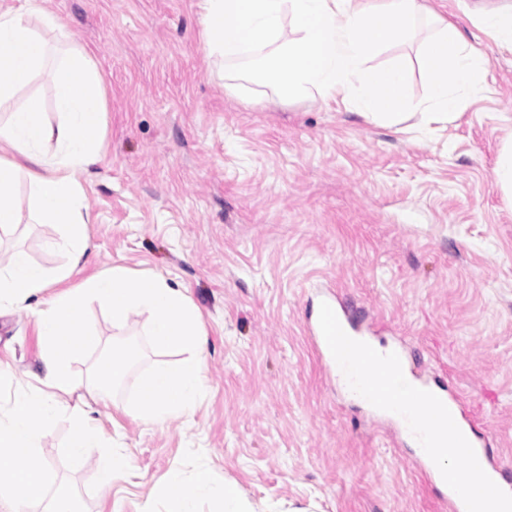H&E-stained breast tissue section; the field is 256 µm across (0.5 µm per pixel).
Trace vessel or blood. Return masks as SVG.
Masks as SVG:
<instances>
[{
	"mask_svg": "<svg viewBox=\"0 0 512 512\" xmlns=\"http://www.w3.org/2000/svg\"><path fill=\"white\" fill-rule=\"evenodd\" d=\"M404 377L415 387L435 392L436 396L450 411L458 428L472 445L483 470L491 479H499L502 466L490 452L487 435L477 430L476 423L459 394L448 392L447 388L443 386L439 388L432 387L429 380L424 379L420 373L412 369L405 372Z\"/></svg>",
	"mask_w": 512,
	"mask_h": 512,
	"instance_id": "vessel-or-blood-1",
	"label": "vessel or blood"
}]
</instances>
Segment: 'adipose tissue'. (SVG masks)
Returning <instances> with one entry per match:
<instances>
[{"instance_id": "ef3b65f1", "label": "adipose tissue", "mask_w": 512, "mask_h": 512, "mask_svg": "<svg viewBox=\"0 0 512 512\" xmlns=\"http://www.w3.org/2000/svg\"><path fill=\"white\" fill-rule=\"evenodd\" d=\"M51 34L60 36L62 45L50 44ZM42 73L54 91L59 114L54 123L45 118L39 96L13 103L18 90ZM7 103L12 109L0 119V232L17 228L16 184L26 178L34 222L57 229L44 247L64 254L68 263L49 271L17 248L0 267V311L21 305L29 310L44 369L40 387L16 394L0 415V512H23L29 499L46 491L51 494L48 512H81L75 496L58 484L39 442L67 420L70 456L80 459L86 449H100L101 481L111 484L128 459L106 447V434L92 413L113 401L134 361L133 354L116 347L99 357L85 381L75 380L74 363L98 345L85 321L88 306L99 304L118 331L131 316H146L153 349L177 353V360L157 363L141 375L134 399L125 406L126 413L157 428L198 410L205 389L206 333L185 291L162 276L115 266L71 283L92 246L93 218L82 179L101 159L104 85L95 58L62 18L37 0L0 10V106ZM202 498L211 500L217 512H251L238 485L216 480L206 467L189 479L171 471L142 512H197Z\"/></svg>"}]
</instances>
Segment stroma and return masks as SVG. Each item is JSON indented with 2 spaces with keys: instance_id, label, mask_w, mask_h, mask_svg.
<instances>
[{
  "instance_id": "stroma-1",
  "label": "stroma",
  "mask_w": 512,
  "mask_h": 512,
  "mask_svg": "<svg viewBox=\"0 0 512 512\" xmlns=\"http://www.w3.org/2000/svg\"><path fill=\"white\" fill-rule=\"evenodd\" d=\"M485 54L490 93L430 134L367 123L341 104L225 93L197 54L196 0H44L97 60L105 87L102 159L84 179L95 218L89 275L116 265L185 288L207 334L204 400L193 419L158 429L112 409L98 419L128 456L111 487L99 449L76 460L67 423L40 441L83 512H141L172 469L205 466L257 512H448L399 426L347 399L307 324L315 295L337 291L384 346L450 381L512 472V207L492 177L512 135V53L477 26L476 4L422 0ZM48 224L23 215L0 240L53 269ZM100 344L75 366L85 379L113 344L136 361L116 389L130 401L154 354L145 320L122 333L98 305ZM25 308L0 314V405L43 376Z\"/></svg>"
}]
</instances>
